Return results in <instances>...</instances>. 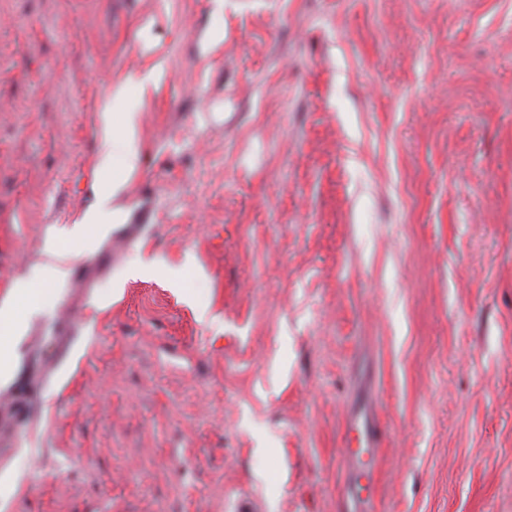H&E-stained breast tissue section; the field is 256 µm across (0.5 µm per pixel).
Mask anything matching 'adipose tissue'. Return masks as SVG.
<instances>
[{"label": "adipose tissue", "mask_w": 512, "mask_h": 512, "mask_svg": "<svg viewBox=\"0 0 512 512\" xmlns=\"http://www.w3.org/2000/svg\"><path fill=\"white\" fill-rule=\"evenodd\" d=\"M114 97L125 100L126 108L121 112H108L104 123L111 127L112 135L102 142L97 159L100 175L111 176L113 191H120L122 181L114 176V159L122 157L126 169H134L140 153L137 136L139 126L140 101L126 100L123 88H116ZM39 305V297L34 289L20 286L14 288L10 298L0 306V373L8 370L15 351L17 327L25 316L31 314Z\"/></svg>", "instance_id": "adipose-tissue-1"}]
</instances>
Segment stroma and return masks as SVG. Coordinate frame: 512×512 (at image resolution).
Segmentation results:
<instances>
[{
  "instance_id": "1",
  "label": "stroma",
  "mask_w": 512,
  "mask_h": 512,
  "mask_svg": "<svg viewBox=\"0 0 512 512\" xmlns=\"http://www.w3.org/2000/svg\"><path fill=\"white\" fill-rule=\"evenodd\" d=\"M22 281L0 512H512V0H0ZM142 100L126 102L125 112H105L106 127L112 126V139L106 137L101 146L97 159V170L101 176L112 172V198L120 191L122 180L115 176L114 159L121 155L125 169L131 171L139 159L140 145L137 136L139 126V109Z\"/></svg>"
}]
</instances>
